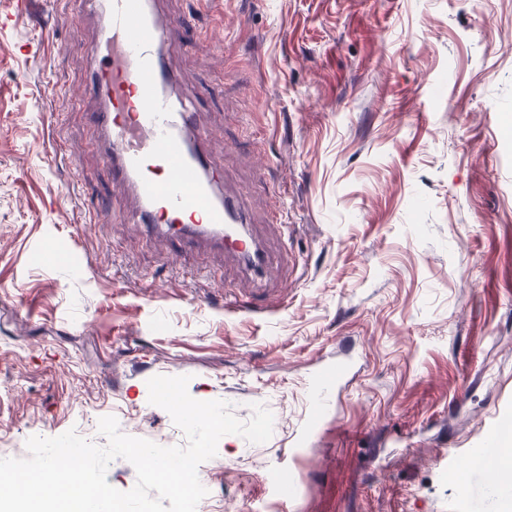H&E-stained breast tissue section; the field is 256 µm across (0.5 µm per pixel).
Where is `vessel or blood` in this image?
<instances>
[{
  "label": "vessel or blood",
  "mask_w": 512,
  "mask_h": 512,
  "mask_svg": "<svg viewBox=\"0 0 512 512\" xmlns=\"http://www.w3.org/2000/svg\"><path fill=\"white\" fill-rule=\"evenodd\" d=\"M89 85L98 99L94 122L107 138L102 163L113 185L136 201L129 223L172 232L174 251L208 241L243 261L266 267L253 237L240 232L248 217L231 188H220L202 149L209 136L186 94H171L176 75L160 52L180 40L185 18L159 15L156 0H106ZM497 437L487 435L464 465L495 468Z\"/></svg>",
  "instance_id": "obj_1"
}]
</instances>
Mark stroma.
<instances>
[{"mask_svg":"<svg viewBox=\"0 0 512 512\" xmlns=\"http://www.w3.org/2000/svg\"><path fill=\"white\" fill-rule=\"evenodd\" d=\"M204 149L280 260L265 278L126 223L84 88L99 24L49 40L0 0V458L76 430L182 446L157 375L246 421L203 462L207 512H485L455 455L512 423V0H159ZM57 92L43 97L44 86ZM282 220L269 222L272 207ZM328 411L303 429L317 379Z\"/></svg>","mask_w":512,"mask_h":512,"instance_id":"obj_1","label":"stroma"}]
</instances>
